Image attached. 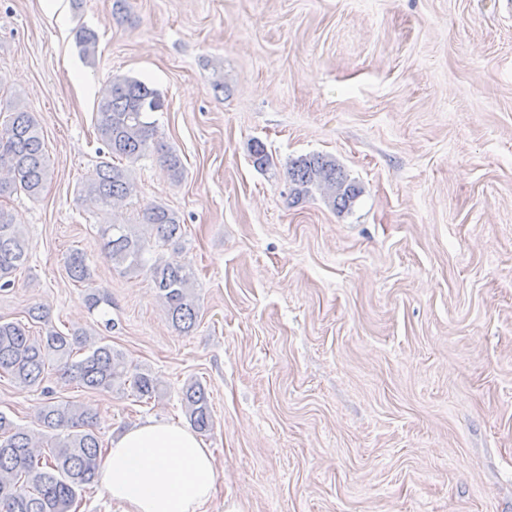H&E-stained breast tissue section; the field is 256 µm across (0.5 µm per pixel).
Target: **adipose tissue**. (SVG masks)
Wrapping results in <instances>:
<instances>
[{"mask_svg": "<svg viewBox=\"0 0 512 512\" xmlns=\"http://www.w3.org/2000/svg\"><path fill=\"white\" fill-rule=\"evenodd\" d=\"M217 478L212 449L175 420L124 430L100 470L103 494L118 512H207Z\"/></svg>", "mask_w": 512, "mask_h": 512, "instance_id": "obj_1", "label": "adipose tissue"}]
</instances>
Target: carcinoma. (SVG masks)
I'll return each mask as SVG.
<instances>
[{
    "label": "carcinoma",
    "instance_id": "1",
    "mask_svg": "<svg viewBox=\"0 0 512 512\" xmlns=\"http://www.w3.org/2000/svg\"><path fill=\"white\" fill-rule=\"evenodd\" d=\"M77 44L86 58L95 55L97 34L90 29L76 33ZM161 108L159 93L144 82L116 76L100 91L94 125L108 159L97 163L94 172L77 190V201L107 213L138 194L130 166L146 155L156 135L152 113ZM160 160L177 183L184 176L179 155L164 144H156ZM254 166L270 164L265 145H249ZM127 161L117 165L113 160ZM50 168L44 152L41 129L35 115L15 100L0 111V198L23 193L36 199L48 180ZM289 198L296 204L313 191L320 192L339 214L348 212L361 194L336 159L323 154L300 156L288 166ZM149 230L145 238L127 224H108L101 229L102 251L112 266L124 272L149 274L167 318L180 333L195 327L199 315L197 279L192 266L148 258L149 239L167 244L183 236L180 217L161 203H151L142 212ZM29 261L27 239L21 225L0 208V290L14 286L15 272ZM70 279L87 288L90 309L111 304L108 295L94 286L86 255L72 251L66 258ZM27 319L42 325L35 336L20 321L0 319V375L10 377L20 389L38 387L44 380L49 358L58 363L59 379L76 383L88 392H109L117 384L131 385L140 400H150L160 390V381L149 372L130 371L122 352L98 333L74 330L64 333L49 319L42 305L27 311ZM46 400L36 409L39 432L28 430L0 412V512H73L80 506L81 493L95 484L104 455L96 431V411L83 402L54 398L42 389ZM181 404L191 427L205 433L213 427L209 392L196 381L181 392Z\"/></svg>",
    "mask_w": 512,
    "mask_h": 512
}]
</instances>
